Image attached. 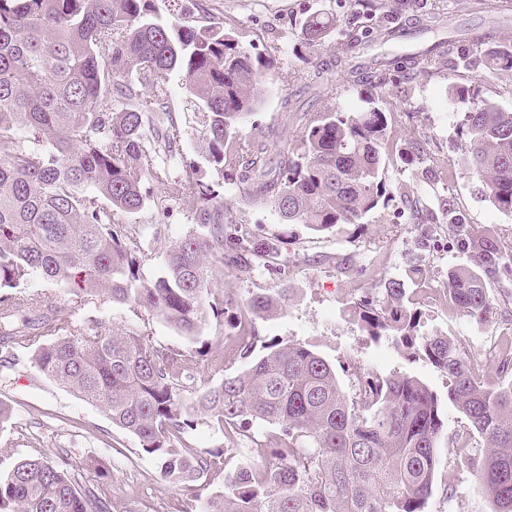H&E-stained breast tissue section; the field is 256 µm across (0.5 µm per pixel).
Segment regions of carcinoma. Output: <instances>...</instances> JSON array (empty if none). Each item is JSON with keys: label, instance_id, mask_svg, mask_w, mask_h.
Masks as SVG:
<instances>
[{"label": "carcinoma", "instance_id": "1", "mask_svg": "<svg viewBox=\"0 0 512 512\" xmlns=\"http://www.w3.org/2000/svg\"><path fill=\"white\" fill-rule=\"evenodd\" d=\"M0 0V367L30 354L44 376L109 414L153 456L178 490L222 478V489L189 498L183 512H426L437 474L443 399L419 377L380 376L346 360L354 393L336 369L297 341L208 348L244 368L200 388V367L184 346L156 343L147 330L84 324L39 295L17 289L34 275L77 293L105 294L144 310L195 341L209 314L236 309L228 335L286 309L290 289L245 301L213 288L224 269L252 265L282 276L279 240L257 227L224 221L218 195L197 171L176 162L183 129L168 111L166 75L182 80L194 106L198 144L221 181L244 187L254 203L272 205L288 224L315 234L356 224L387 205L383 145L386 113L328 99L300 117L294 144L270 155L282 133L244 131L272 75L275 58L249 51L224 20L198 5L202 21L185 17L182 0ZM336 28L315 12L302 24L307 44ZM456 40L391 60L360 62L363 33L350 35L348 74L356 82L392 71L432 73ZM483 64L512 68V51L490 47ZM450 97L471 104L461 121L463 161L498 208L512 212V110L455 85ZM199 200L200 235L171 244L160 276L146 281L143 234L130 215L150 201V184ZM448 230L464 237L471 265L448 271L445 293L460 314L488 323L498 315L484 275H512V242L480 234L457 209ZM387 301L362 300L350 314L373 339L387 337L397 354L423 360L447 378V399L485 441L483 455L458 454L475 473L493 512H512V353L487 369L443 334L417 336L418 301L388 280ZM218 426L231 442H254L255 462L224 472L220 449L198 450L187 434L194 418ZM271 428L255 437V425ZM28 455L0 476V512H110V501L82 489L66 449L47 455L36 434Z\"/></svg>", "mask_w": 512, "mask_h": 512}]
</instances>
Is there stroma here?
<instances>
[{"label":"stroma","mask_w":512,"mask_h":512,"mask_svg":"<svg viewBox=\"0 0 512 512\" xmlns=\"http://www.w3.org/2000/svg\"><path fill=\"white\" fill-rule=\"evenodd\" d=\"M476 3L477 0H427L420 13L396 4L388 13L370 18L360 0H210L212 7L223 12L225 28L237 31L243 43L255 51L275 54L277 59L275 73L266 81L263 102L250 116V123H280L283 102L288 98L298 111L310 112L329 97L350 109L361 107L364 99L372 97L386 113L390 138L397 147H405L410 130H417L435 178L422 179L399 158H390L385 165L391 195L388 205L359 223L341 224L329 233L315 235L305 225L283 223L274 207L252 204L235 186L218 185L197 146L187 93L177 77L168 81V109L185 130L181 161L196 167L202 182L217 186L225 218L257 226L260 234L279 238L289 260L287 279L248 267L233 268L225 270L221 289L225 295L240 300L283 287L293 289L294 296L284 313L257 320L258 340L276 337L309 345L337 368L342 386L351 384L350 374L341 366L352 356L367 372L383 376L395 372L413 374L437 394H446L447 381L434 367L421 360H406L387 341L371 340L346 312L353 301L365 297L382 299L385 281L405 279L413 263L424 265L426 271L421 282L409 286L410 294L420 298L419 335L450 336L462 348L481 357L498 333L512 323L511 279L495 276L487 280L490 292L501 301V314L494 322L478 324L449 308L444 281L449 269L467 263L469 255L449 234L447 225L433 221L445 205L451 204L476 230L503 238L512 235V212L498 209L462 163L465 142L458 132L462 109L448 94L449 87L466 85L474 79L483 97L510 110L512 69L468 72L458 68V56L481 52L480 47L469 43L454 48L447 63L428 77L401 80L391 75L382 84L356 83L335 64L336 58L344 54L346 35L353 26L366 24L374 30L386 23L406 25L415 18L426 20L432 13H446L445 28L418 32L400 44L385 45L373 40L368 54L373 57L384 52L420 51L439 38H456L464 29L482 26ZM318 10L334 13L339 25L328 40L305 43L300 37L301 24L307 15ZM319 67L324 73L316 88L290 80L291 74ZM151 194L163 199L165 212H157L150 205L131 218L135 224L163 226L161 236L149 242L153 259L144 273L150 278L160 274L161 257L167 247L197 229L195 199L172 197L161 185L152 186ZM415 207L428 216V223L416 222L411 214ZM24 290L48 297L93 327L102 322L114 329L145 323L155 341L178 345L185 342L165 323L104 296H80L66 285L38 276L31 277ZM0 402L12 410L10 421L0 428V473L27 455L22 435L26 428L36 425L48 453L64 448L74 462L99 460L106 477H97L95 471L88 470L83 472L80 483L98 487L111 496L112 512H178L181 496L161 476L156 460L141 450L138 439L114 425L102 407L46 378L30 361H23L13 370H0ZM443 421L436 483L427 512H492L493 505L475 474L456 467L455 438L466 430V419L447 405L443 408ZM188 437L195 448L222 449L225 468H234L248 459L240 444L227 442L220 430L209 425H194Z\"/></svg>","instance_id":"stroma-1"}]
</instances>
